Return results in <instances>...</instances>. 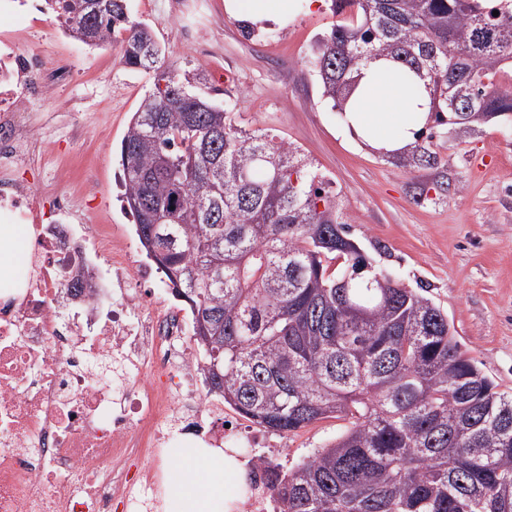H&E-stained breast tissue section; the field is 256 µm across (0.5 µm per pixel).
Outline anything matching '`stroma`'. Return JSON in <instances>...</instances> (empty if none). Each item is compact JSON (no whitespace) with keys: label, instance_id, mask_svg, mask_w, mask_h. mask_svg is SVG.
Instances as JSON below:
<instances>
[{"label":"stroma","instance_id":"35a3bbf8","mask_svg":"<svg viewBox=\"0 0 512 512\" xmlns=\"http://www.w3.org/2000/svg\"><path fill=\"white\" fill-rule=\"evenodd\" d=\"M131 16L154 31L164 65L207 75L198 94L223 101L232 91L240 121L301 147L329 180L349 236L376 270L426 295L448 316L462 351L500 390L512 391V124L437 142L448 166V189L435 190L430 169H407L345 137L339 117L321 98L310 64L318 33L329 24L326 7L299 11L287 25H257L229 16L224 0H201L192 15L170 0H128ZM0 37L23 45L52 42L53 58L68 59L69 83L32 102L40 124L34 137L45 152L17 171L36 196L73 190L66 170L93 181L74 204L80 224H108L114 239H136L122 201L117 149L153 76L129 70L119 53L97 69L96 53L64 35L53 16L34 22L0 16ZM347 427L328 418L283 436L285 469Z\"/></svg>","mask_w":512,"mask_h":512}]
</instances>
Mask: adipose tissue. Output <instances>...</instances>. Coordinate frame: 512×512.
I'll use <instances>...</instances> for the list:
<instances>
[{
  "label": "adipose tissue",
  "instance_id": "obj_1",
  "mask_svg": "<svg viewBox=\"0 0 512 512\" xmlns=\"http://www.w3.org/2000/svg\"><path fill=\"white\" fill-rule=\"evenodd\" d=\"M296 0H225L234 17L254 22H283ZM431 115L425 82L400 62L380 57L361 67L357 90L340 118L343 133L376 151L406 152L415 146ZM29 230L23 224H0V287H14L25 261ZM249 482L244 462L234 449L199 446L186 451L162 502L179 512H229Z\"/></svg>",
  "mask_w": 512,
  "mask_h": 512
}]
</instances>
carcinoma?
Listing matches in <instances>:
<instances>
[{
  "instance_id": "1",
  "label": "carcinoma",
  "mask_w": 512,
  "mask_h": 512,
  "mask_svg": "<svg viewBox=\"0 0 512 512\" xmlns=\"http://www.w3.org/2000/svg\"><path fill=\"white\" fill-rule=\"evenodd\" d=\"M70 37L155 73L120 143L136 232L192 313L208 392L280 434L349 427L294 469L267 467L281 512H512V392L461 351L431 299L374 270L301 148L245 128L200 74L160 65L125 0ZM322 97L343 112L360 67L427 80L432 113L406 168L448 167L434 140L512 121V0H326ZM499 15H493V12Z\"/></svg>"
}]
</instances>
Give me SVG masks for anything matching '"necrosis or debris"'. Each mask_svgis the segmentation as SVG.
Listing matches in <instances>:
<instances>
[{
	"mask_svg": "<svg viewBox=\"0 0 512 512\" xmlns=\"http://www.w3.org/2000/svg\"><path fill=\"white\" fill-rule=\"evenodd\" d=\"M44 58L0 40V215L34 227L22 288L0 291V512L137 506L155 483L130 460L165 451L179 430L217 442L228 430L255 444V493L244 512H268L273 449L201 392L186 317L154 314L150 295L131 287L145 273L133 244L114 241L103 224L72 225L65 195L45 223L15 177L29 160L26 102L68 77L63 67L47 79ZM108 358L122 374L101 372Z\"/></svg>",
	"mask_w": 512,
	"mask_h": 512,
	"instance_id": "4bbe7bcc",
	"label": "necrosis or debris"
}]
</instances>
